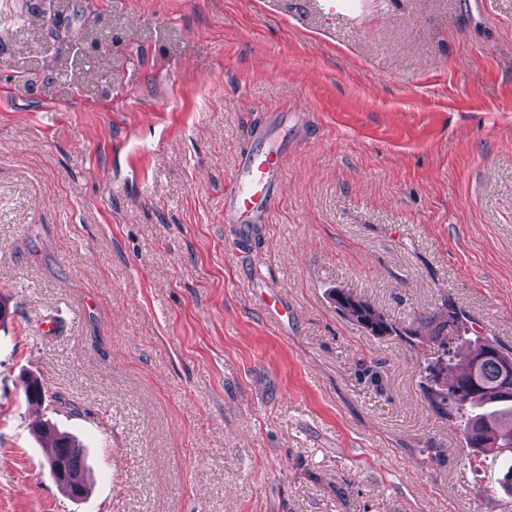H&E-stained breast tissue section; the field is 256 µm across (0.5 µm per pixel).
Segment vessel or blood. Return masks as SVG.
Returning a JSON list of instances; mask_svg holds the SVG:
<instances>
[{
  "instance_id": "vessel-or-blood-1",
  "label": "vessel or blood",
  "mask_w": 512,
  "mask_h": 512,
  "mask_svg": "<svg viewBox=\"0 0 512 512\" xmlns=\"http://www.w3.org/2000/svg\"><path fill=\"white\" fill-rule=\"evenodd\" d=\"M287 157L284 142L264 149L248 146L239 153L224 191V222L237 250L251 248L267 223L279 197Z\"/></svg>"
}]
</instances>
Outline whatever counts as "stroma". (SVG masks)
I'll return each mask as SVG.
<instances>
[{
    "label": "stroma",
    "instance_id": "1",
    "mask_svg": "<svg viewBox=\"0 0 512 512\" xmlns=\"http://www.w3.org/2000/svg\"><path fill=\"white\" fill-rule=\"evenodd\" d=\"M108 3L111 100L35 99L0 65V512H512L502 457L472 471L423 393L441 299L469 328L449 374L512 348V0ZM275 112L305 122L268 131L285 176L241 253L224 190ZM44 423L83 445L86 497ZM336 293L346 295L349 303V307L346 308L347 311L341 310L337 306L336 308L347 319L364 329L368 334L379 337L405 336L408 338H412L415 335L410 328L397 325L388 315L368 300H363L344 289L336 288L334 294ZM52 439L55 441V448L48 455L47 462H54L57 469H49L50 475L71 498H83L87 487L84 482L85 466L79 447L65 434L56 433Z\"/></svg>",
    "mask_w": 512,
    "mask_h": 512
}]
</instances>
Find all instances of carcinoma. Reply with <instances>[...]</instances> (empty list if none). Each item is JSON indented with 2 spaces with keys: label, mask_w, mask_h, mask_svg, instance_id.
Wrapping results in <instances>:
<instances>
[{
  "label": "carcinoma",
  "mask_w": 512,
  "mask_h": 512,
  "mask_svg": "<svg viewBox=\"0 0 512 512\" xmlns=\"http://www.w3.org/2000/svg\"><path fill=\"white\" fill-rule=\"evenodd\" d=\"M53 12L69 18L70 28L60 34L50 23ZM115 12L97 11L85 7L83 0H44L36 7L32 0H23L13 25L0 32V47L8 46L6 67L13 78L30 93L42 88L48 79L41 78L45 67L44 54L51 51L53 69L64 74L61 92H77L102 98L112 97L119 79L117 67L98 71L93 87L82 85L83 74L92 67V60L70 50L69 43H97L109 34L120 31ZM349 307L343 315L372 336L412 337L407 327L397 325L388 315L367 300L346 291ZM432 324L431 341L440 352L426 367L429 385L425 394L436 416L457 421L461 434L474 449L469 457L470 468L476 470L482 456L489 451L512 453V349L507 350L494 341L483 339L468 360L466 371L451 380L452 386L443 390L436 378L439 363H448V344L467 332L461 314L449 301L423 315ZM55 448L47 457L57 469L49 470L55 483L72 498L87 493L84 482V462L78 446L65 434L52 436Z\"/></svg>",
  "instance_id": "obj_1"
}]
</instances>
